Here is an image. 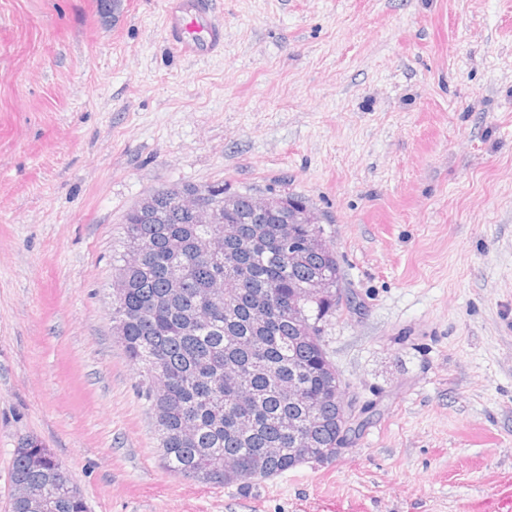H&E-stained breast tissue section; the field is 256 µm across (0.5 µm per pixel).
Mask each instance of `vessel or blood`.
Listing matches in <instances>:
<instances>
[{"label": "vessel or blood", "instance_id": "1", "mask_svg": "<svg viewBox=\"0 0 512 512\" xmlns=\"http://www.w3.org/2000/svg\"><path fill=\"white\" fill-rule=\"evenodd\" d=\"M164 22L181 56L212 55L224 44V32L212 20L210 0H166ZM477 512H512V477L501 480Z\"/></svg>", "mask_w": 512, "mask_h": 512}]
</instances>
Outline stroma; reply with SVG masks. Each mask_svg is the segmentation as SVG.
I'll use <instances>...</instances> for the list:
<instances>
[{
    "label": "stroma",
    "mask_w": 512,
    "mask_h": 512,
    "mask_svg": "<svg viewBox=\"0 0 512 512\" xmlns=\"http://www.w3.org/2000/svg\"><path fill=\"white\" fill-rule=\"evenodd\" d=\"M0 0V512L51 448L89 512H471L512 475V0ZM223 182L308 198L348 305L324 326L335 459L249 486L170 474L112 330L122 217ZM209 0H166L164 22L177 52L187 58L213 55L224 45V32L212 20Z\"/></svg>",
    "instance_id": "35a3bbf8"
}]
</instances>
